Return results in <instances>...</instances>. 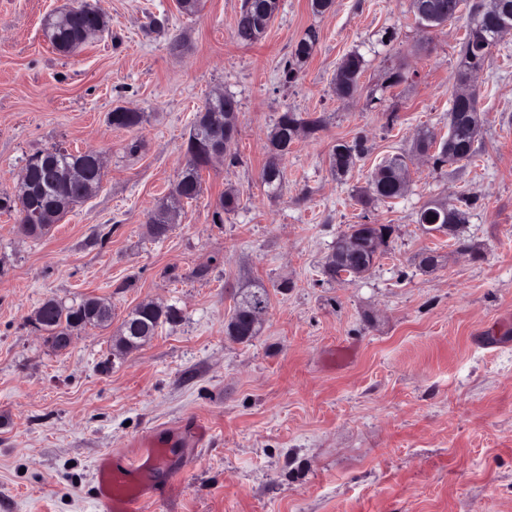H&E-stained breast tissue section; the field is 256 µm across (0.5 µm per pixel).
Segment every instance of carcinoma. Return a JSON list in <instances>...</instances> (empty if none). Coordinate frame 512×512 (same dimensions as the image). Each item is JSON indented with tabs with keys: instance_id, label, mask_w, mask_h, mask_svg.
I'll list each match as a JSON object with an SVG mask.
<instances>
[{
	"instance_id": "carcinoma-1",
	"label": "carcinoma",
	"mask_w": 512,
	"mask_h": 512,
	"mask_svg": "<svg viewBox=\"0 0 512 512\" xmlns=\"http://www.w3.org/2000/svg\"><path fill=\"white\" fill-rule=\"evenodd\" d=\"M463 0H412V7L418 23L426 29L439 27L458 18ZM278 10V0H242L237 18L235 36L239 43L251 45L257 41L261 23L273 19ZM472 22L467 26L460 48L463 70L459 80L464 81L475 68L485 65L496 46L501 32L512 29V0H501L499 11L489 14L481 4L470 6ZM62 23L46 31L51 45L62 53H72L83 46V35L99 24L97 9L88 5L78 10L57 11ZM318 42L315 31L309 30L296 42L291 57L283 66L285 81L292 82L300 70V64L313 54ZM364 59L354 53L347 56L337 67L334 78L337 94L355 93L363 71ZM238 100L225 94L221 97H208L203 111H238ZM477 111V100H452L448 112V140L442 142L433 156L434 165L444 167L462 161H469L478 152L476 143L479 133L478 122H469L465 115ZM109 121L116 128L134 130L143 122V113L115 108L109 114ZM322 127V118L307 117L286 111L278 117L269 142L272 145L270 157L263 169L262 181L271 196L279 193L282 181L281 161L288 154V148L296 138L306 133L313 135ZM237 129H225L209 123L204 116L197 115L186 141L188 164L182 171L174 191L184 200L196 199L201 192V170L207 165L208 148L218 140L232 145ZM366 152L363 140L351 144H338L330 155V168L337 177L347 176L356 160ZM410 156L398 154L386 160L369 183L367 198L385 201L402 196L396 182V173L408 169ZM32 191L23 197L0 196V210L16 212L19 215H36L41 224L40 234H45L52 225L61 221L75 205L85 200L84 185L90 181H102L105 172L99 168L91 156L72 153L65 148H54L36 154L27 161ZM474 205V200L461 197L447 205V212L429 204L420 210L418 223L430 231L449 223H466V211ZM238 206V195L229 192L221 198L219 209L213 213V223H224L223 214L234 211ZM157 233L161 239L173 229L164 208L153 212ZM391 227L385 224H351L344 233L360 241L357 251L342 257L338 262L327 265L326 274L336 279L346 273L359 278L372 271L377 258L368 248L374 237L390 234ZM270 304L268 290L263 286L246 288L240 291L233 312L226 325V334L234 340L245 343L255 338L260 323L254 320L258 311H264ZM34 324L46 333V341L56 351L63 350L61 340L73 335L76 329H106L112 325V305L99 298H85L76 304L66 306L53 298L44 300L34 311ZM181 321L179 309L170 305L154 309L148 304H139L123 318L118 327L112 348L118 354H127L139 349L156 333L159 326H175Z\"/></svg>"
}]
</instances>
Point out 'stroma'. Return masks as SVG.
I'll list each match as a JSON object with an SVG mask.
<instances>
[{"label": "stroma", "instance_id": "1", "mask_svg": "<svg viewBox=\"0 0 512 512\" xmlns=\"http://www.w3.org/2000/svg\"><path fill=\"white\" fill-rule=\"evenodd\" d=\"M74 2L0 0V195L15 194L31 155L57 145L106 162L102 189L43 238L0 211V512H105L95 463L121 469L143 444L168 453L142 512H512V30L472 77L473 160L437 169L417 158L403 197L365 206L385 158L419 131L447 137L468 16L425 29L412 0H334L321 15L311 0H280L263 37L243 45L242 0H200L191 14L177 0H90L109 29L63 55L43 22ZM309 29L317 46L284 82ZM353 52L360 88L343 99L333 78ZM218 91L239 102L238 160L204 167L200 196L154 240L148 216ZM117 107L144 113L142 125L113 127ZM285 111L323 126L291 144L272 196L262 171ZM359 138L365 157L334 178L332 148ZM230 189L240 205L213 223ZM461 196L475 202L468 253L418 224L426 202ZM352 224L393 233L369 274L328 280ZM429 252L439 266L425 272L418 256ZM257 284L270 307L259 335L235 342L224 333L234 296ZM89 295L118 320L145 300L182 320L121 357L108 329L53 350L34 309Z\"/></svg>", "mask_w": 512, "mask_h": 512}]
</instances>
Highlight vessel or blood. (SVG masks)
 Wrapping results in <instances>:
<instances>
[{
	"instance_id": "obj_1",
	"label": "vessel or blood",
	"mask_w": 512,
	"mask_h": 512,
	"mask_svg": "<svg viewBox=\"0 0 512 512\" xmlns=\"http://www.w3.org/2000/svg\"><path fill=\"white\" fill-rule=\"evenodd\" d=\"M166 452L161 448L150 449L146 455L129 458L125 470H112L106 461L96 465L97 498L106 512H140L144 502L145 461L162 464Z\"/></svg>"
}]
</instances>
